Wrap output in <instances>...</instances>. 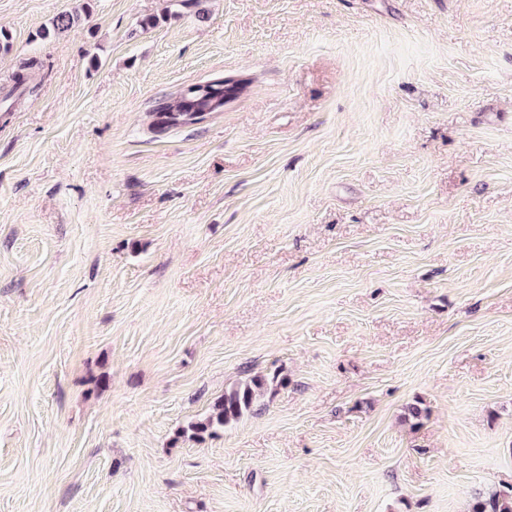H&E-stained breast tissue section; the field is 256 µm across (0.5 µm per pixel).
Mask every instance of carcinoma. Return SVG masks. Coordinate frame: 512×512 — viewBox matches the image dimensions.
Here are the masks:
<instances>
[{
	"label": "carcinoma",
	"instance_id": "obj_1",
	"mask_svg": "<svg viewBox=\"0 0 512 512\" xmlns=\"http://www.w3.org/2000/svg\"><path fill=\"white\" fill-rule=\"evenodd\" d=\"M90 0H84L81 10L59 14L44 29L43 37L60 36L78 29L82 14L89 13ZM203 93H187L180 89L176 94L156 102L152 109L155 124L164 129L181 124V117L187 114L200 120L210 112L224 111V102L237 99L245 89V82L222 77L200 83ZM266 379L253 377L224 390V395L213 404L212 412L202 421L191 424L190 430L196 436L213 434L217 429L239 420L249 411L257 396L264 390ZM472 512H512V492L489 491L475 499Z\"/></svg>",
	"mask_w": 512,
	"mask_h": 512
}]
</instances>
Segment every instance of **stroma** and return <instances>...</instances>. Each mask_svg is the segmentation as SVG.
Masks as SVG:
<instances>
[{
	"label": "stroma",
	"mask_w": 512,
	"mask_h": 512,
	"mask_svg": "<svg viewBox=\"0 0 512 512\" xmlns=\"http://www.w3.org/2000/svg\"><path fill=\"white\" fill-rule=\"evenodd\" d=\"M76 4L0 0V512L511 490L512 0H92L42 38ZM216 76L248 87L152 130ZM82 15L79 10L64 12L55 17L50 28H45L43 37L60 36L78 29L82 23ZM191 85H198L199 89L204 88V93H186L185 89ZM191 85L183 87L175 95L156 102L151 112L154 113L155 124L160 129L187 124L186 121H180L181 117L187 115L202 120L208 112L223 111L224 98L226 102L233 101L242 94L246 87L242 80L224 79V77ZM174 108L182 109L185 113L173 114L171 111ZM266 381L257 376L225 389L224 395L214 402L212 412L204 420L191 424L193 435L201 437L205 433L213 434L217 429L239 420L252 408Z\"/></svg>",
	"instance_id": "obj_1"
}]
</instances>
